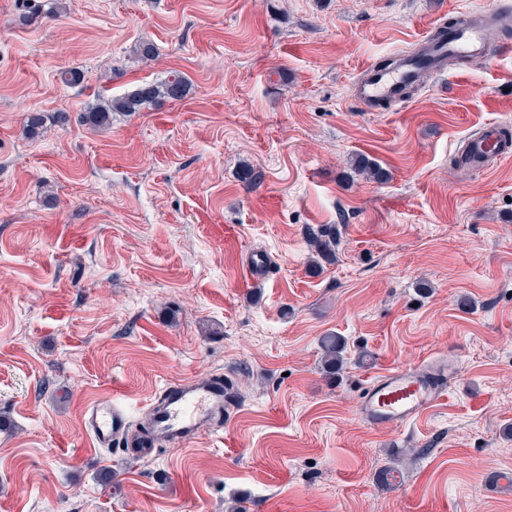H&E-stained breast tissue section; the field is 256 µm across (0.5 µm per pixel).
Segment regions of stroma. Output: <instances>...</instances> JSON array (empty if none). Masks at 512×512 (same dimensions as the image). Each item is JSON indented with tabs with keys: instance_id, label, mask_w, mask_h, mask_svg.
<instances>
[{
	"instance_id": "1",
	"label": "stroma",
	"mask_w": 512,
	"mask_h": 512,
	"mask_svg": "<svg viewBox=\"0 0 512 512\" xmlns=\"http://www.w3.org/2000/svg\"><path fill=\"white\" fill-rule=\"evenodd\" d=\"M63 4L0 0V512H512L485 485L512 470V157L456 164L486 122L512 129V50L374 112L349 96L453 13L512 0ZM173 74L182 101L81 122ZM324 227L336 260L315 269ZM450 353L446 401L360 419L373 373ZM212 372L237 402L188 446L130 460L83 430L98 396L137 415ZM322 369L327 374L336 375L347 363V341L343 336L330 333L321 338Z\"/></svg>"
}]
</instances>
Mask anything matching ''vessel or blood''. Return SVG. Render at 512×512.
<instances>
[{"label":"vessel or blood","instance_id":"obj_1","mask_svg":"<svg viewBox=\"0 0 512 512\" xmlns=\"http://www.w3.org/2000/svg\"><path fill=\"white\" fill-rule=\"evenodd\" d=\"M512 25V15L493 17L483 12L462 13L455 24L438 28L419 42L417 50L397 56L388 67L370 66L350 88L351 98L365 111H375L385 101H401L423 72L437 70L446 60L484 58L491 52L488 34L492 26ZM502 123L489 122L471 137L460 153V166L487 168L492 157L508 153L501 145ZM440 362L389 367L364 386L357 402L358 415L374 428L410 423L447 397ZM224 379L210 375L170 383L147 405L149 435L134 432L132 419L115 398L103 396L84 412V428L96 447L126 449L136 457L156 452L161 445L179 447L212 428L224 417Z\"/></svg>","mask_w":512,"mask_h":512}]
</instances>
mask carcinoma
Segmentation results:
<instances>
[{
	"instance_id": "obj_1",
	"label": "carcinoma",
	"mask_w": 512,
	"mask_h": 512,
	"mask_svg": "<svg viewBox=\"0 0 512 512\" xmlns=\"http://www.w3.org/2000/svg\"><path fill=\"white\" fill-rule=\"evenodd\" d=\"M187 92L188 83L184 77L173 75L158 82L145 83L121 98L98 99L87 106L84 119L92 126H105L112 121L114 112H137L144 106L180 101ZM311 246L318 257L332 262L336 257V234L323 230L312 236ZM321 348L323 371L332 375L342 371L346 364V339L330 333L321 338Z\"/></svg>"
}]
</instances>
